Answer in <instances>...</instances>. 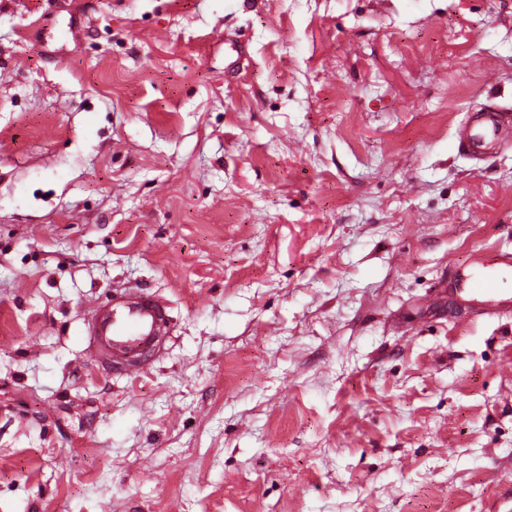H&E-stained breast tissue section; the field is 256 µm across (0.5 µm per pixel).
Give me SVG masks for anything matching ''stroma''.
<instances>
[{
    "label": "stroma",
    "mask_w": 512,
    "mask_h": 512,
    "mask_svg": "<svg viewBox=\"0 0 512 512\" xmlns=\"http://www.w3.org/2000/svg\"><path fill=\"white\" fill-rule=\"evenodd\" d=\"M250 61L225 76L229 42ZM512 0H0V512H512ZM127 288L147 373L85 351ZM511 129L512 117L508 113L487 107L468 112L457 128V136L469 154L481 160L509 138ZM463 289L470 301L480 304L484 314L489 317L512 310V295H504L492 276L475 274ZM169 324L165 305L138 288H128L96 311L86 336L106 369L129 376L156 357Z\"/></svg>",
    "instance_id": "1"
}]
</instances>
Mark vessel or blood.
<instances>
[{
  "mask_svg": "<svg viewBox=\"0 0 512 512\" xmlns=\"http://www.w3.org/2000/svg\"><path fill=\"white\" fill-rule=\"evenodd\" d=\"M457 136L473 158L483 159L512 136V115L491 107L472 110L459 125ZM465 292L487 316L512 310V295H504L492 276H473ZM169 324L165 305L139 289L128 288L96 311L86 336L106 369L128 375L145 368L155 358Z\"/></svg>",
  "mask_w": 512,
  "mask_h": 512,
  "instance_id": "1",
  "label": "vessel or blood"
}]
</instances>
